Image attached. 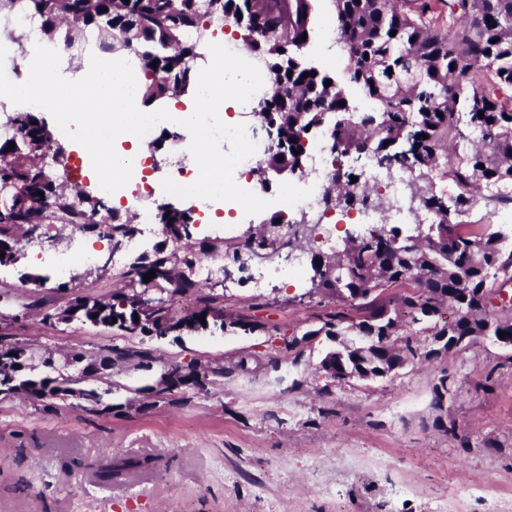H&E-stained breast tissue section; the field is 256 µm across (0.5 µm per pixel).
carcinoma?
Here are the masks:
<instances>
[{
  "instance_id": "obj_1",
  "label": "carcinoma",
  "mask_w": 512,
  "mask_h": 512,
  "mask_svg": "<svg viewBox=\"0 0 512 512\" xmlns=\"http://www.w3.org/2000/svg\"><path fill=\"white\" fill-rule=\"evenodd\" d=\"M318 0H23L24 8L41 22L42 33L69 47L89 40L105 54L122 55L134 48L144 74L140 99L144 104L178 96L195 86L198 43L185 38L188 31L202 32L216 19L233 21L243 44L264 61L270 75L269 94L259 105L262 119L276 125L280 139L275 150L253 170L288 162L297 165L306 152L308 133L341 113L353 109L337 80L305 63L303 34L312 32ZM347 61L345 81L372 103L358 121L333 124V156L371 154L388 170L410 168L426 180L425 206L434 216L433 237H404L382 224L350 240L327 260L312 278L311 290L336 301V311L326 314V335L356 325L382 331L388 305L408 315L406 326L433 324V335L448 334V324L437 317L420 318L429 305L445 313L459 304L474 309L473 325L457 323L463 336L481 323L492 322L494 335L508 333L495 342L512 348V304L500 301L512 282V250L504 248L503 234L487 224H465L451 217L464 215L477 203L484 186L512 187V99L499 91L512 90V0H448V28L426 17L428 6L410 15L398 8L399 0H331ZM282 24L283 44L266 38L267 21ZM395 35H390L391 31ZM158 67H152L153 62ZM332 80L327 86L325 81ZM16 136L0 138V185H17L16 195L0 201V266L13 264L15 244L30 225L62 224L92 231L108 217L106 238L117 245L134 233L133 220L121 216L102 197L86 193L70 182L69 158L62 146L57 170L43 162L54 133L46 120L32 111L9 117ZM481 133L484 145L469 143ZM427 138H421V135ZM13 149H8L9 144ZM460 149L448 157L444 176L454 197L436 189L431 173L437 152L445 144ZM299 154H294V151ZM44 196H38V193ZM163 233L174 241L180 229L192 222L191 211L161 207ZM281 248L277 239L250 236L243 255L260 257ZM155 276L146 282L150 271ZM125 287L108 297L73 294L67 307L48 312L43 320L74 319L116 328L129 336H150L183 325L172 310L171 297L192 294L193 315L220 317L223 296L205 293L196 280L176 271L172 258L156 253L143 258L124 275ZM341 288L362 294L360 304L346 307ZM167 297L151 313L140 308L149 291ZM144 352L111 347L101 357L142 358ZM31 354L25 345L0 334V394L51 395L71 376L59 374L39 380L22 376ZM87 413L99 414L101 395L82 390Z\"/></svg>"
}]
</instances>
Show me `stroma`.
I'll list each match as a JSON object with an SVG mask.
<instances>
[{"label":"stroma","instance_id":"stroma-1","mask_svg":"<svg viewBox=\"0 0 512 512\" xmlns=\"http://www.w3.org/2000/svg\"><path fill=\"white\" fill-rule=\"evenodd\" d=\"M335 18L322 0L303 54L338 79L346 61L323 46ZM173 132L186 130L170 123L141 139L155 162L152 190L123 203L124 213L190 208L161 189L180 149ZM50 236L43 246L18 242L19 267H0V327L32 348L26 376H49L45 357L59 362L110 346L149 352L151 363L118 362L87 380L108 408L100 415L73 399H55V412L46 413L21 393L0 398V512H512V349L485 341L430 359L432 332L420 328L412 338L418 356L394 376H323L320 362L336 341L319 329L335 303L309 293L317 263L331 255L317 227L305 226L267 258L278 264L303 253L300 277L277 275L261 288L225 241L214 279L232 327L162 339L43 315L66 307L73 292L105 297L123 288L124 273L157 247L199 252L214 235L194 224L176 244L159 231L139 232L116 251L69 227L54 226ZM103 264L109 272L101 276ZM23 270L45 276L44 285L22 282ZM242 317L256 328H236ZM294 335L306 341L292 353L284 340ZM192 361L221 366L224 375L201 390L150 393L164 366ZM445 375L454 394L442 411L434 387ZM109 458L133 466L101 479Z\"/></svg>","mask_w":512,"mask_h":512}]
</instances>
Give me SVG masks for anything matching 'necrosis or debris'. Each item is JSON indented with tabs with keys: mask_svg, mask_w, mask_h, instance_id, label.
<instances>
[{
	"mask_svg": "<svg viewBox=\"0 0 512 512\" xmlns=\"http://www.w3.org/2000/svg\"><path fill=\"white\" fill-rule=\"evenodd\" d=\"M42 39L39 21L30 15L20 0H7L0 6V44L7 49L4 68L7 77L16 83L26 80V62L32 57L34 45ZM355 172V190L377 188L378 193L369 197L357 211L359 225L371 229L379 224H429L430 212H413L409 189L414 180L410 170L392 172L382 170L374 160H366L360 167H353L351 158L332 157L328 149L315 144L309 146L306 164L296 180L298 187L310 189L311 195L296 205H279L277 214L285 225L304 219L309 224L323 227L322 240L327 246L336 244V223L330 218L325 193L331 176H345Z\"/></svg>",
	"mask_w": 512,
	"mask_h": 512,
	"instance_id": "obj_1",
	"label": "necrosis or debris"
}]
</instances>
